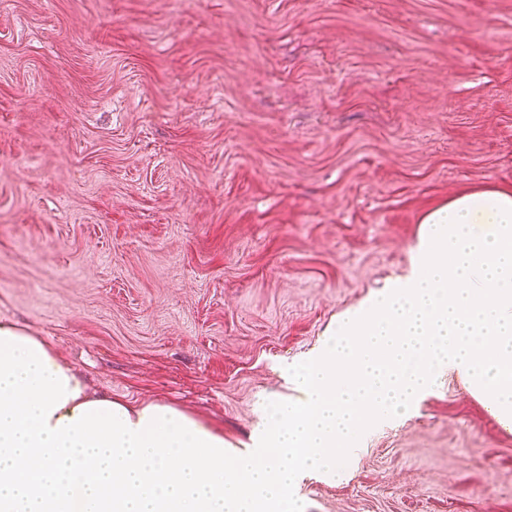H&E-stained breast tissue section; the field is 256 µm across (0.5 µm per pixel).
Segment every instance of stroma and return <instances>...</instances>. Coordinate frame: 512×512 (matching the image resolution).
Listing matches in <instances>:
<instances>
[{
	"mask_svg": "<svg viewBox=\"0 0 512 512\" xmlns=\"http://www.w3.org/2000/svg\"><path fill=\"white\" fill-rule=\"evenodd\" d=\"M488 184L512 0H0V322L230 453ZM354 446L304 512H512V432L457 376Z\"/></svg>",
	"mask_w": 512,
	"mask_h": 512,
	"instance_id": "35a3bbf8",
	"label": "stroma"
}]
</instances>
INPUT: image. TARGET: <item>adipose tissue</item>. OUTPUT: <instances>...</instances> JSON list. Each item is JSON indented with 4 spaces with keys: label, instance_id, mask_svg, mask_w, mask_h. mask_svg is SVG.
Listing matches in <instances>:
<instances>
[{
    "label": "adipose tissue",
    "instance_id": "obj_1",
    "mask_svg": "<svg viewBox=\"0 0 512 512\" xmlns=\"http://www.w3.org/2000/svg\"><path fill=\"white\" fill-rule=\"evenodd\" d=\"M410 274L288 366L250 454L161 402L89 394L41 337L0 324V512H303L304 472L334 470L358 428L462 376L512 428V186L467 188L423 217Z\"/></svg>",
    "mask_w": 512,
    "mask_h": 512
}]
</instances>
